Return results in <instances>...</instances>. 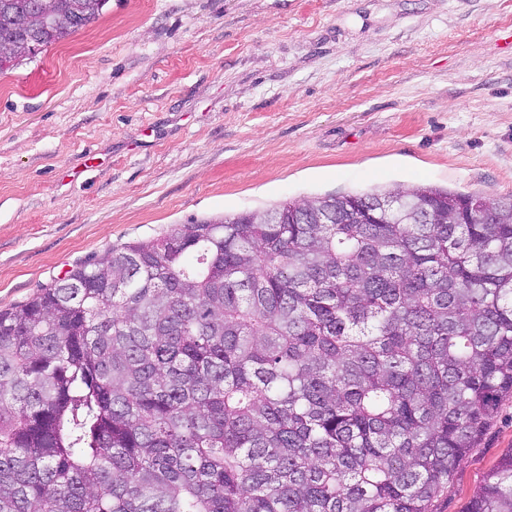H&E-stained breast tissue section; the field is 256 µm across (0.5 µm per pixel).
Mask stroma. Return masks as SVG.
I'll return each instance as SVG.
<instances>
[{"mask_svg":"<svg viewBox=\"0 0 512 512\" xmlns=\"http://www.w3.org/2000/svg\"><path fill=\"white\" fill-rule=\"evenodd\" d=\"M512 196V0H108L0 72V309L109 247L288 199ZM512 448V398L432 512Z\"/></svg>","mask_w":512,"mask_h":512,"instance_id":"stroma-1","label":"stroma"}]
</instances>
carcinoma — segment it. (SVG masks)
<instances>
[{
  "instance_id": "cac0c4a2",
  "label": "carcinoma",
  "mask_w": 512,
  "mask_h": 512,
  "mask_svg": "<svg viewBox=\"0 0 512 512\" xmlns=\"http://www.w3.org/2000/svg\"><path fill=\"white\" fill-rule=\"evenodd\" d=\"M0 0L38 49L108 0ZM288 200L0 311V512H429L512 394V200ZM466 512H512V449Z\"/></svg>"
}]
</instances>
